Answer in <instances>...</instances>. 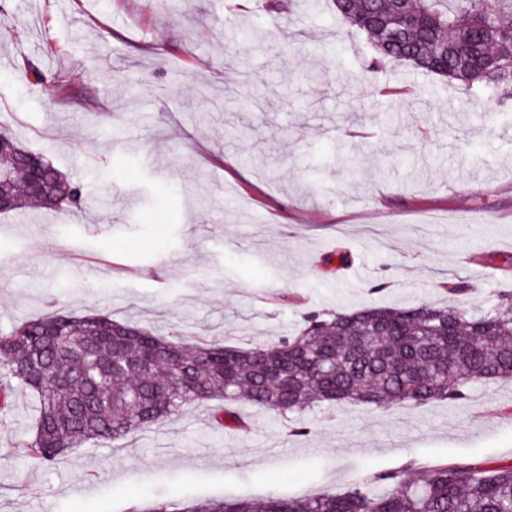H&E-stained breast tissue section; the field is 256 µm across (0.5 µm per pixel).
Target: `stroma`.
<instances>
[{
    "mask_svg": "<svg viewBox=\"0 0 512 512\" xmlns=\"http://www.w3.org/2000/svg\"><path fill=\"white\" fill-rule=\"evenodd\" d=\"M268 2L0 0V129L88 201L41 224L0 214V332L53 302L262 344L311 311L442 303L456 280L458 306L486 309L512 289V101L406 64L368 72L369 40L331 0ZM35 68L66 72L73 100ZM33 409L18 392L0 410V512L315 497L411 462L512 463L511 380L458 404L316 406L299 436L243 402L240 428L199 408L45 472L20 448Z\"/></svg>",
    "mask_w": 512,
    "mask_h": 512,
    "instance_id": "35a3bbf8",
    "label": "stroma"
}]
</instances>
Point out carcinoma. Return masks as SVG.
I'll return each instance as SVG.
<instances>
[{
  "mask_svg": "<svg viewBox=\"0 0 512 512\" xmlns=\"http://www.w3.org/2000/svg\"><path fill=\"white\" fill-rule=\"evenodd\" d=\"M366 34L370 70L396 63L470 91L512 99V0H333ZM50 82L52 99L70 85ZM0 200L9 213L33 205L82 208L80 185L11 134H0ZM0 408L21 391L38 400L22 442L34 470L54 467L86 443L108 445L189 408L221 402L215 419L235 425L246 401L292 421L320 405L421 408L459 402L475 384L512 379V290L488 310L453 303L313 312L292 336L230 345L159 336L105 312L36 313L0 333ZM148 512H512V464H409L343 492L311 498L159 502Z\"/></svg>",
  "mask_w": 512,
  "mask_h": 512,
  "instance_id": "carcinoma-1",
  "label": "carcinoma"
}]
</instances>
